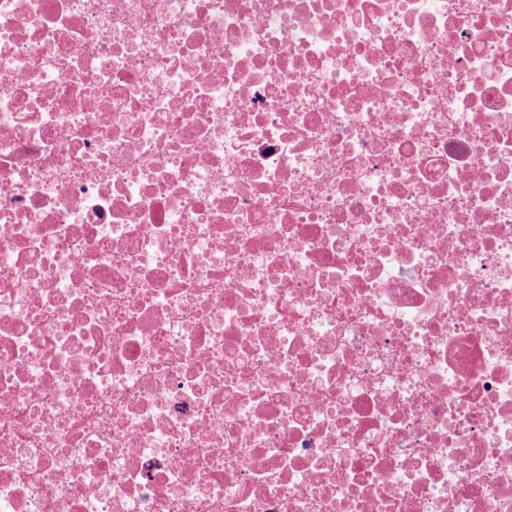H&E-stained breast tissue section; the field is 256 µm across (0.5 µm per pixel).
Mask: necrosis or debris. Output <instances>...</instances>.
<instances>
[{
	"label": "necrosis or debris",
	"instance_id": "necrosis-or-debris-1",
	"mask_svg": "<svg viewBox=\"0 0 512 512\" xmlns=\"http://www.w3.org/2000/svg\"><path fill=\"white\" fill-rule=\"evenodd\" d=\"M0 512H512V0H0Z\"/></svg>",
	"mask_w": 512,
	"mask_h": 512
}]
</instances>
